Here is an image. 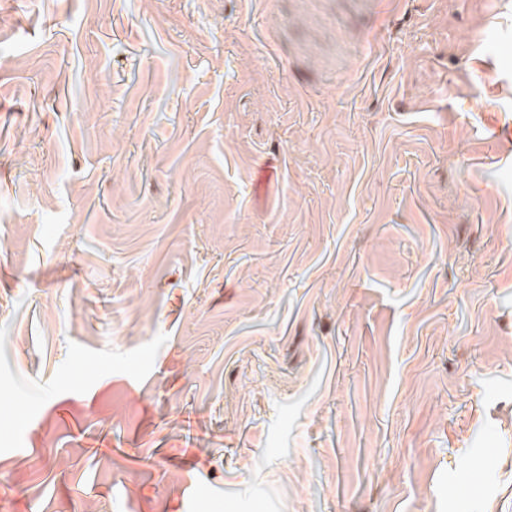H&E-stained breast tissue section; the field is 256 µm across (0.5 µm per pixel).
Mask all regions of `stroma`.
<instances>
[{
    "instance_id": "obj_1",
    "label": "stroma",
    "mask_w": 512,
    "mask_h": 512,
    "mask_svg": "<svg viewBox=\"0 0 512 512\" xmlns=\"http://www.w3.org/2000/svg\"><path fill=\"white\" fill-rule=\"evenodd\" d=\"M0 512H512V0H0Z\"/></svg>"
}]
</instances>
